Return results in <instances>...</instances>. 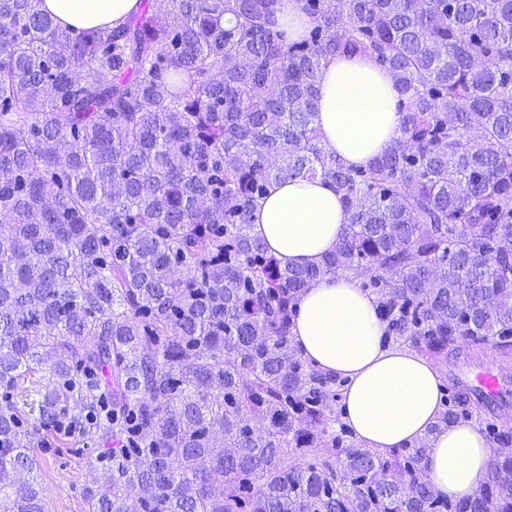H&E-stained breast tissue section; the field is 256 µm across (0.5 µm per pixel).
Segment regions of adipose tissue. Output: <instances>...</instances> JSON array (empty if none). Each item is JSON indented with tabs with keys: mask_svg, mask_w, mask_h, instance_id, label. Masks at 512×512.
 <instances>
[{
	"mask_svg": "<svg viewBox=\"0 0 512 512\" xmlns=\"http://www.w3.org/2000/svg\"><path fill=\"white\" fill-rule=\"evenodd\" d=\"M140 0H43L67 26H119ZM322 143L349 166H364L399 135V93L371 62L337 58L320 75ZM348 223L334 188L321 180L273 182L254 210L252 232L282 265L319 263ZM297 350L318 369L344 380L341 416L358 441L389 451L428 438L422 461L441 496L473 498L493 454L473 422L438 425L442 385L434 365L391 342L376 299L348 275L326 276L298 303Z\"/></svg>",
	"mask_w": 512,
	"mask_h": 512,
	"instance_id": "1",
	"label": "adipose tissue"
}]
</instances>
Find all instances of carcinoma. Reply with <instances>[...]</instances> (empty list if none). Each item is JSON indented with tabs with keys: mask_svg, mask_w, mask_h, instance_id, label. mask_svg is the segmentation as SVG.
<instances>
[{
	"mask_svg": "<svg viewBox=\"0 0 512 512\" xmlns=\"http://www.w3.org/2000/svg\"><path fill=\"white\" fill-rule=\"evenodd\" d=\"M299 2L294 39L281 0H140L92 29L0 0V512H46L47 452L88 458L85 512H512L511 434L453 504L429 438H350L343 382L291 333L311 284L350 274L435 360L512 348V0ZM338 56L400 94L362 168L321 144ZM316 178L348 229L284 267L255 206ZM282 12L279 19L288 23L296 34H301L307 27L308 19L300 12L299 2L297 0H283Z\"/></svg>",
	"mask_w": 512,
	"mask_h": 512,
	"instance_id": "obj_1",
	"label": "carcinoma"
}]
</instances>
